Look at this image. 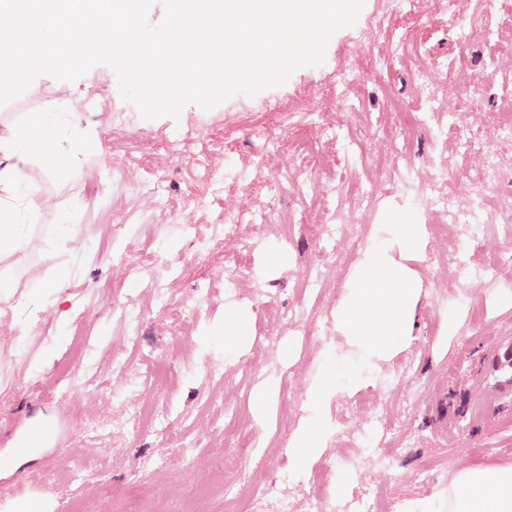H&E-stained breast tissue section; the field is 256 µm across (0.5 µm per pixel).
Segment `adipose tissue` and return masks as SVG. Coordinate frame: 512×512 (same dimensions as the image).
<instances>
[{"label":"adipose tissue","instance_id":"adipose-tissue-1","mask_svg":"<svg viewBox=\"0 0 512 512\" xmlns=\"http://www.w3.org/2000/svg\"><path fill=\"white\" fill-rule=\"evenodd\" d=\"M81 144L77 137L61 143L57 126L37 118L0 134V260L29 244L22 225L16 221L17 205L12 197L21 178L15 158L38 145L53 167L63 168ZM417 288V282L401 267L382 256H373L339 310L343 330L360 338L372 351L395 348L409 334ZM419 512H512V466H499L490 473L482 469L460 471L449 482L447 493L425 500Z\"/></svg>","mask_w":512,"mask_h":512}]
</instances>
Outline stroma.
<instances>
[{
	"instance_id": "stroma-1",
	"label": "stroma",
	"mask_w": 512,
	"mask_h": 512,
	"mask_svg": "<svg viewBox=\"0 0 512 512\" xmlns=\"http://www.w3.org/2000/svg\"><path fill=\"white\" fill-rule=\"evenodd\" d=\"M423 2L419 19L395 14L386 30L374 33L367 31V19L384 8L385 0H365L356 23L331 38L323 64L300 68L283 86L252 97L237 94L209 110L187 105L176 119L148 120L135 107L89 110V101H103L118 86L106 65L72 82L39 76L22 96L0 106L2 125L36 115L53 122L62 138L85 139L67 172H55L36 156L24 164L25 176L15 189L31 244L0 262V278L14 287L12 298L0 299V459L13 461L11 468L0 469V512H14L15 502L26 498L39 501L42 512H124L122 490L137 477L142 459L160 450L168 453V465L145 478L160 512H221L223 484L252 492L280 476L295 512H304L318 479L329 499L343 508L372 492L416 510L447 489L461 470L512 465V411L490 408L474 423L462 413L485 349L512 328V286L501 281L464 286L454 275L458 264L480 265L512 246V142L495 138L496 104L512 96V0H495L484 27L470 24L477 0H457L452 14L444 0ZM464 26L470 34L463 41L459 30ZM364 39L381 50L407 41L435 72L433 128L410 129L405 153L395 158L389 143L371 136L368 126L382 119L390 98L413 110L422 102L406 69L384 77L372 70L368 56L356 51ZM488 55L497 59L496 72L486 86L474 87L480 61ZM445 62L453 66L447 77L438 73ZM343 69L356 74L358 91L336 93L335 75ZM350 104L360 114L358 127L345 138L316 140L307 114L332 121ZM288 105L302 116L282 132L276 111ZM461 111L489 149L447 174L443 167L456 145L448 116ZM200 125L224 143L223 151L211 154V166L232 173L214 200L193 164L194 155L207 148L194 135ZM178 132L186 141L182 155L173 157L163 144ZM274 132L280 147L264 152L262 137ZM307 162L330 168L349 184L379 185L369 207L359 208L349 193L329 203L338 216L356 208L361 214L337 234L340 264L319 290L304 288L301 278L323 244L315 224L275 228L248 254L232 238L200 252V242L213 240L225 211L298 213L320 202L318 189L278 186L281 174ZM401 165L414 171L408 196L394 188ZM155 173L167 177L175 211L160 210L149 198L130 193L131 185ZM488 176L495 192L481 236L452 219L432 231L421 206L432 188L448 189L464 202ZM395 215L416 224L415 250L402 246L391 221ZM60 224L77 225L79 232L57 236ZM47 248L53 252L49 260L43 255ZM115 251L161 252L169 269V298L199 297L196 317L182 321L151 307L148 281L135 265L113 260ZM372 254L406 268L420 284L410 337L381 354L346 335L338 318L357 270ZM230 262L246 265L250 276L228 296L221 272ZM129 300L150 308L135 332L115 312ZM27 304L36 307L35 320L25 317ZM232 309L248 314L250 338L230 349L224 343V319ZM259 340L264 348H256ZM84 341L97 347L84 389L45 396L30 388L31 379L52 378L55 368L70 365L74 347ZM131 343L142 356H174L191 365V372L174 371L165 386L176 402L177 428L201 440L193 454L182 455L166 437L140 431L126 402L97 392L101 383L125 389L133 370L113 365L110 352ZM409 362L417 368L418 395L408 399L384 392L380 375L400 373ZM215 366L224 370L223 383L209 377ZM330 366L334 385L324 390L320 383ZM217 390L239 422L257 433L247 457L224 451L221 418L204 412L206 397ZM260 393L265 402L259 406ZM442 398L458 413L446 438L434 418ZM382 401L398 422L397 432L376 437L394 461L388 471L362 454L354 435ZM316 416L326 434L303 463H296L290 448ZM38 421L52 427V440L33 454L19 453L20 436ZM79 459L93 464L84 480L48 479L49 471H66Z\"/></svg>"
}]
</instances>
